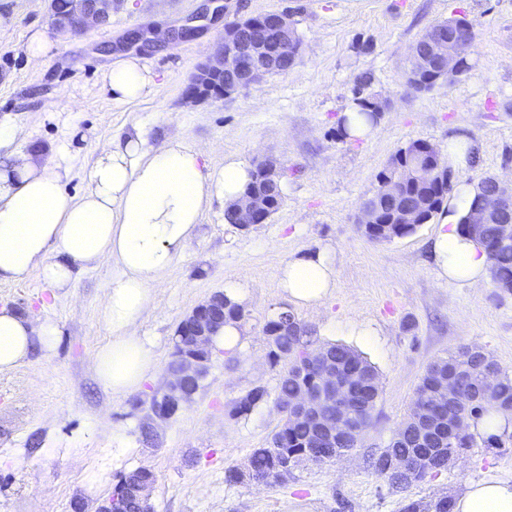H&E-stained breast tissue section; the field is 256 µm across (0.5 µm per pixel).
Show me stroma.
<instances>
[{
	"instance_id": "35a3bbf8",
	"label": "stroma",
	"mask_w": 512,
	"mask_h": 512,
	"mask_svg": "<svg viewBox=\"0 0 512 512\" xmlns=\"http://www.w3.org/2000/svg\"><path fill=\"white\" fill-rule=\"evenodd\" d=\"M49 0H0V119L17 120L31 145L52 148L65 189L75 195L113 135L143 125L152 133L208 147L220 167L228 155L282 167L283 203L265 223L238 230L213 203L184 256L152 295L138 334L153 345L154 373L139 395L115 396L94 361L111 340L103 317L110 268L81 271L72 287H49L39 272L0 283V303L54 322L52 350L34 347L23 364L0 372V512H73L75 501L107 498L119 476L154 471L153 512H403L408 502L454 496L470 483L512 476V441L480 445L437 476L406 489L389 486L365 462L405 420L427 365L478 346L512 369V292L474 288L437 276L430 245L435 223L376 243L355 222L392 155L423 139L447 151L466 131L476 155L450 167L452 185L493 174L512 179V0H236L242 15L286 12L302 55L284 74L227 99H184L196 67L224 33L223 19H198L204 0H113L107 25L55 36ZM464 15L475 25L469 72L428 91L406 81L409 50L433 23ZM195 23L188 40L139 50L154 83L132 102L113 101L104 72L128 33ZM51 36L42 63L21 50L34 31ZM388 108L373 137L342 139L340 116L358 81ZM330 247L336 288L322 307H297L321 341L366 357L381 396L358 448L325 465L296 467L271 487L228 481V464L246 466L280 422L273 403L236 416L249 388L275 391L263 326L285 305L280 269L292 256ZM242 283L248 317L239 345L217 349L193 400L147 442L132 404L167 381L176 330L226 284Z\"/></svg>"
}]
</instances>
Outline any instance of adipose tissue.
I'll return each mask as SVG.
<instances>
[{"instance_id":"obj_1","label":"adipose tissue","mask_w":512,"mask_h":512,"mask_svg":"<svg viewBox=\"0 0 512 512\" xmlns=\"http://www.w3.org/2000/svg\"><path fill=\"white\" fill-rule=\"evenodd\" d=\"M104 80L114 99L135 100L153 75L129 55L113 62ZM23 139L22 127L0 121V281L21 282L36 270L66 288L76 268L110 267L104 319L112 339L97 354L95 372L113 394L134 393L154 367L150 343L137 334L153 286L185 254L211 202L242 195L252 168L234 156L209 167L202 148L138 127L113 137L91 169L89 189L77 197L64 190L44 150L22 148ZM475 192L469 184L457 188L453 208L439 217L431 256L440 278L479 288L491 260L460 224ZM280 286L295 305L320 306L336 286L335 252L327 247L289 259ZM57 336L50 321L0 308V371L23 363L34 344L52 349ZM453 512H512V478L467 486Z\"/></svg>"}]
</instances>
